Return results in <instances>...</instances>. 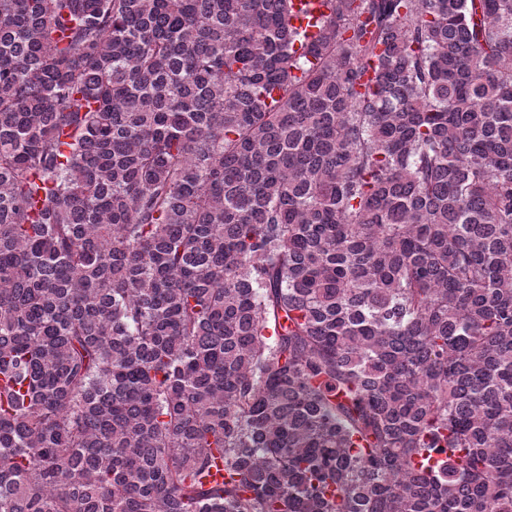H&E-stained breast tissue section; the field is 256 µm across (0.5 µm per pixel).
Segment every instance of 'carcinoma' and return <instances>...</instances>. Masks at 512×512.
<instances>
[{
  "label": "carcinoma",
  "instance_id": "carcinoma-1",
  "mask_svg": "<svg viewBox=\"0 0 512 512\" xmlns=\"http://www.w3.org/2000/svg\"><path fill=\"white\" fill-rule=\"evenodd\" d=\"M326 6L0 0V512H512V0Z\"/></svg>",
  "mask_w": 512,
  "mask_h": 512
}]
</instances>
